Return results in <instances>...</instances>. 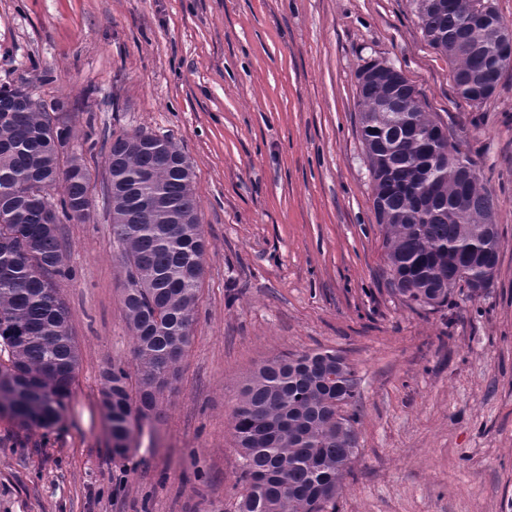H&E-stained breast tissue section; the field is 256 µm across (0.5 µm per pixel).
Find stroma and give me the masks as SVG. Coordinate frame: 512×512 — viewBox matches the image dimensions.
<instances>
[{
    "label": "stroma",
    "instance_id": "1",
    "mask_svg": "<svg viewBox=\"0 0 512 512\" xmlns=\"http://www.w3.org/2000/svg\"><path fill=\"white\" fill-rule=\"evenodd\" d=\"M375 58L473 160L502 232L493 285L434 311L386 284L357 107ZM1 85L62 107L94 189L91 222L62 227L79 370L55 425L0 418V512H236L240 389L318 348L359 379L337 512H512V69L467 105L411 0H0ZM135 130L190 161L207 252L176 388L118 457L102 371L133 338L100 184L111 134Z\"/></svg>",
    "mask_w": 512,
    "mask_h": 512
}]
</instances>
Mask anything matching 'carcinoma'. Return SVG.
Returning a JSON list of instances; mask_svg holds the SVG:
<instances>
[{
  "label": "carcinoma",
  "mask_w": 512,
  "mask_h": 512,
  "mask_svg": "<svg viewBox=\"0 0 512 512\" xmlns=\"http://www.w3.org/2000/svg\"><path fill=\"white\" fill-rule=\"evenodd\" d=\"M428 44L448 57L465 102L490 99L504 72L483 64L503 48L473 20L481 0H413ZM399 86L392 112L380 101ZM17 87H0V417L48 426L66 406L80 364L71 313L57 279L71 280L61 225L91 221V173L65 156L67 126ZM361 141L383 234L390 291L412 309L436 310L460 282L498 268L501 234L491 194L456 146L435 158L447 131L402 72L381 71L357 89ZM144 131L111 136L105 154L106 215L126 271L123 305L133 333L134 367L110 363L101 402L112 448L127 451L133 426L173 389L193 341L207 242L193 170L169 137L161 149ZM144 196L159 205L145 210ZM61 215L45 223L42 198ZM358 378L334 350L282 355L246 380L233 410L245 490L238 512H336L342 481L358 451L355 417L342 409Z\"/></svg>",
  "instance_id": "obj_1"
}]
</instances>
